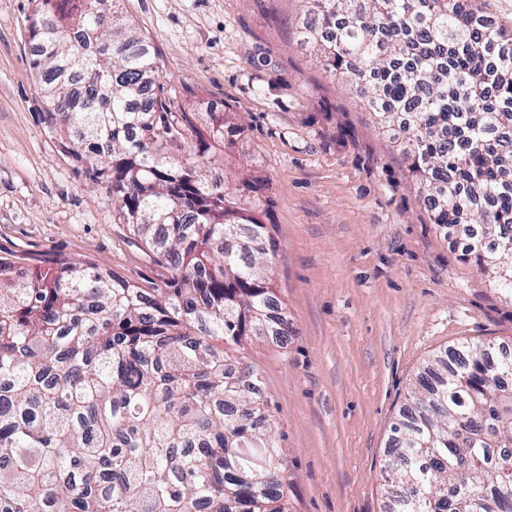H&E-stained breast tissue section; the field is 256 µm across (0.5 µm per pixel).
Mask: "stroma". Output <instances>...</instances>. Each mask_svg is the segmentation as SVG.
<instances>
[{"label":"stroma","mask_w":512,"mask_h":512,"mask_svg":"<svg viewBox=\"0 0 512 512\" xmlns=\"http://www.w3.org/2000/svg\"><path fill=\"white\" fill-rule=\"evenodd\" d=\"M32 0H0V255L92 258L133 282L158 279L119 219L41 119L30 65ZM153 42L172 114L225 113L215 170L229 187L269 183L284 345L253 340L288 458L290 512H382L390 426L433 355L464 342L512 349V296L431 224L399 130L298 37L303 0H120Z\"/></svg>","instance_id":"stroma-1"}]
</instances>
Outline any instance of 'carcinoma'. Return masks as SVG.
<instances>
[{"instance_id": "carcinoma-1", "label": "carcinoma", "mask_w": 512, "mask_h": 512, "mask_svg": "<svg viewBox=\"0 0 512 512\" xmlns=\"http://www.w3.org/2000/svg\"><path fill=\"white\" fill-rule=\"evenodd\" d=\"M305 2L316 61L381 128L400 121L431 223L476 231L463 259L512 294V29L472 0ZM118 4L37 0L31 65L43 124L165 273L0 257V512H289L278 422L236 355L291 335L276 239L212 173L224 113L169 120L156 50ZM410 399L385 512H512V352L466 343Z\"/></svg>"}]
</instances>
